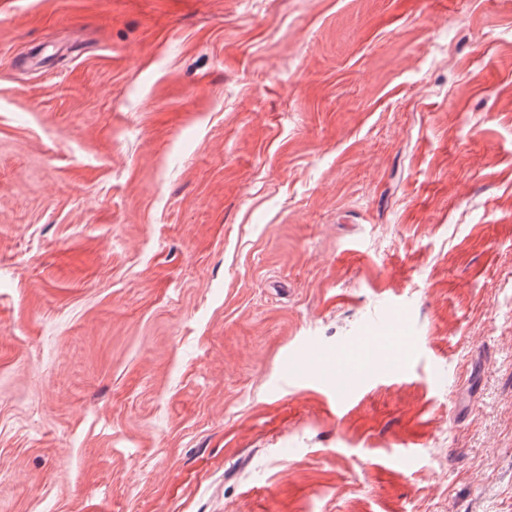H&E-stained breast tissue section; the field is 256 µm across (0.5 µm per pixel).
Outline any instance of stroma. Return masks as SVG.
<instances>
[{
	"label": "stroma",
	"mask_w": 512,
	"mask_h": 512,
	"mask_svg": "<svg viewBox=\"0 0 512 512\" xmlns=\"http://www.w3.org/2000/svg\"><path fill=\"white\" fill-rule=\"evenodd\" d=\"M0 512H512V0H0Z\"/></svg>",
	"instance_id": "stroma-1"
}]
</instances>
